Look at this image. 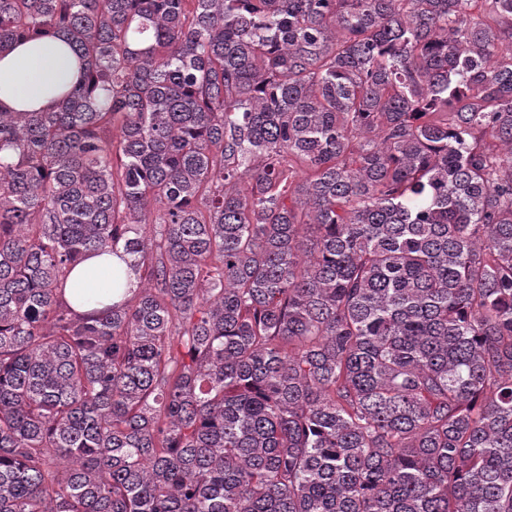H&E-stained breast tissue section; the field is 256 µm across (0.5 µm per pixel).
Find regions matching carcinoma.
Listing matches in <instances>:
<instances>
[{"label":"carcinoma","mask_w":512,"mask_h":512,"mask_svg":"<svg viewBox=\"0 0 512 512\" xmlns=\"http://www.w3.org/2000/svg\"><path fill=\"white\" fill-rule=\"evenodd\" d=\"M28 35L83 75L0 110V512H512V0H0ZM116 259L112 254H104L102 256L93 257L81 265L77 266L70 275V280L74 284H81L85 281L89 273L93 271L107 272Z\"/></svg>","instance_id":"1"}]
</instances>
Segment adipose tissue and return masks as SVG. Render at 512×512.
<instances>
[{
    "instance_id": "adipose-tissue-1",
    "label": "adipose tissue",
    "mask_w": 512,
    "mask_h": 512,
    "mask_svg": "<svg viewBox=\"0 0 512 512\" xmlns=\"http://www.w3.org/2000/svg\"><path fill=\"white\" fill-rule=\"evenodd\" d=\"M77 76L78 63L58 38L13 44L0 52V110L52 111Z\"/></svg>"
}]
</instances>
